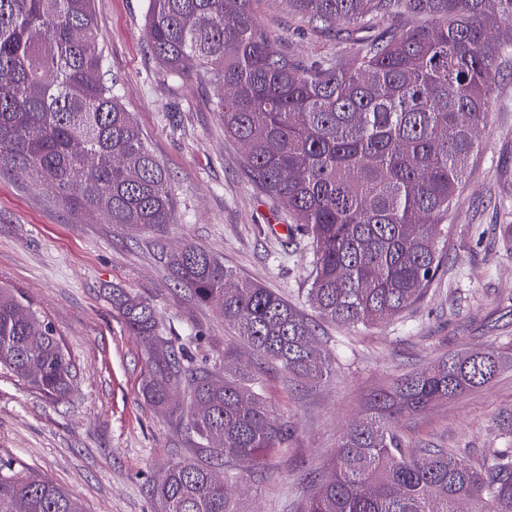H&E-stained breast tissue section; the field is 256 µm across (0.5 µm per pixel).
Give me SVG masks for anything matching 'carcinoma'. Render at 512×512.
Segmentation results:
<instances>
[{
  "mask_svg": "<svg viewBox=\"0 0 512 512\" xmlns=\"http://www.w3.org/2000/svg\"><path fill=\"white\" fill-rule=\"evenodd\" d=\"M258 0H149L145 42L175 77L224 88V134L286 236L312 253L308 298L341 326L387 323L420 299L444 259L448 217L478 152L495 80L512 52V0H288L316 32L354 40L346 55L300 59L262 31ZM390 20L387 28L359 33ZM92 0H0V171L28 173L71 211L91 210L158 240L174 222L169 174L103 79ZM175 284L261 358L299 381L331 365L308 319L222 258L186 243L163 252ZM112 309L148 344L143 395L180 410L224 458V479L189 461L154 488L162 512H239L229 483L280 449L287 424L236 348L224 371L184 365L156 309L112 288ZM512 349L453 353L374 391L300 512H512V448L484 467L446 448H408L407 415L491 383ZM54 401L75 380L52 325L0 286V370ZM184 386L187 402L170 390ZM0 512H83L71 493L0 461Z\"/></svg>",
  "mask_w": 512,
  "mask_h": 512,
  "instance_id": "cac0c4a2",
  "label": "carcinoma"
}]
</instances>
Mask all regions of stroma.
<instances>
[{
  "label": "stroma",
  "mask_w": 512,
  "mask_h": 512,
  "mask_svg": "<svg viewBox=\"0 0 512 512\" xmlns=\"http://www.w3.org/2000/svg\"><path fill=\"white\" fill-rule=\"evenodd\" d=\"M93 8L104 80L116 82L168 170L175 221L161 244L98 214L66 212L28 175L0 173V285L33 302L76 367L71 393L58 402L0 370V459L49 478L84 512H162L152 487L170 466L212 463L178 413L143 397L147 345L130 336L109 298L118 286L149 299L186 366L223 368L228 344L249 355L220 308L175 286L161 260L162 248L190 241L318 322L330 377L301 383L267 363L258 369L262 393L289 431L259 471L240 465L234 489L241 512H298L372 391L451 353L512 347V251L503 245L512 228V65L499 74L435 282L401 318L343 328L311 307V254L275 231L270 200L249 183L240 146L224 134L220 87L176 78L148 53V0H94ZM257 17L273 44L296 56L349 50L304 26L288 0H259ZM398 430L409 447L449 448L475 467L489 462L512 448V367L403 419Z\"/></svg>",
  "instance_id": "stroma-1"
}]
</instances>
